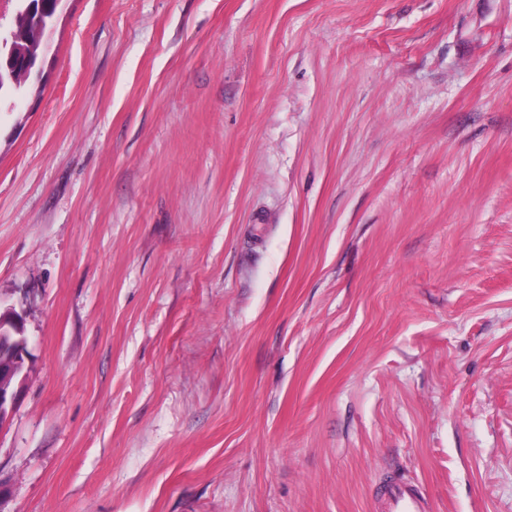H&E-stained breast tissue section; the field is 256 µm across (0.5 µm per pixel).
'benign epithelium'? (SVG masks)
Returning a JSON list of instances; mask_svg holds the SVG:
<instances>
[{"label": "benign epithelium", "mask_w": 512, "mask_h": 512, "mask_svg": "<svg viewBox=\"0 0 512 512\" xmlns=\"http://www.w3.org/2000/svg\"><path fill=\"white\" fill-rule=\"evenodd\" d=\"M7 328L10 335L0 336V425L13 411L26 379V353L22 315L10 309L0 315V328Z\"/></svg>", "instance_id": "obj_1"}]
</instances>
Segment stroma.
Here are the masks:
<instances>
[{"instance_id": "stroma-1", "label": "stroma", "mask_w": 512, "mask_h": 512, "mask_svg": "<svg viewBox=\"0 0 512 512\" xmlns=\"http://www.w3.org/2000/svg\"><path fill=\"white\" fill-rule=\"evenodd\" d=\"M47 41L0 107V512H512V0H63ZM7 327L10 334L5 336L3 328ZM2 352L0 351V425L3 424L13 411L26 379L27 336H24L22 315L10 309L0 315ZM388 512H427L428 503L414 485L396 484L387 492Z\"/></svg>"}]
</instances>
